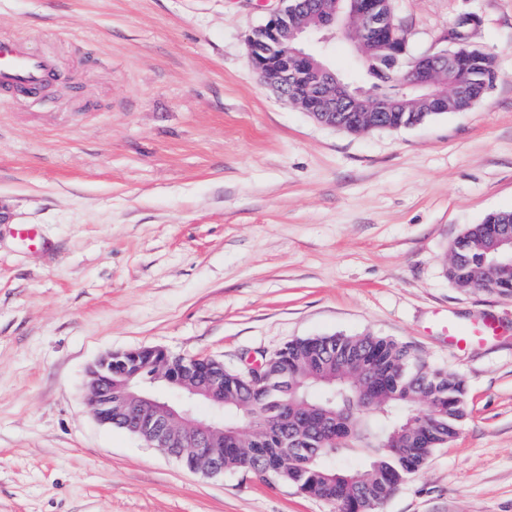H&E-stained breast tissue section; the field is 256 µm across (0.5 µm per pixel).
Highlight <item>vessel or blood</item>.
<instances>
[{
  "label": "vessel or blood",
  "mask_w": 512,
  "mask_h": 512,
  "mask_svg": "<svg viewBox=\"0 0 512 512\" xmlns=\"http://www.w3.org/2000/svg\"><path fill=\"white\" fill-rule=\"evenodd\" d=\"M58 68L47 55L31 51L19 40L0 37V92L15 93L34 90L54 79ZM498 333L494 322L484 321L482 328L469 334L451 332L449 339L458 350H467L474 343L482 342Z\"/></svg>",
  "instance_id": "1"
}]
</instances>
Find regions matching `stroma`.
<instances>
[{
    "mask_svg": "<svg viewBox=\"0 0 512 512\" xmlns=\"http://www.w3.org/2000/svg\"><path fill=\"white\" fill-rule=\"evenodd\" d=\"M279 6L0 0V34L65 74L0 105V512H334L100 424L88 370L143 347L239 368L364 333L467 385L457 437L379 512H512V295L448 279L450 243L512 210V0H394L413 56L477 14L499 78L469 111L363 134L253 70L246 38ZM487 316L498 336L457 351L449 326Z\"/></svg>",
    "mask_w": 512,
    "mask_h": 512,
    "instance_id": "stroma-1",
    "label": "stroma"
}]
</instances>
